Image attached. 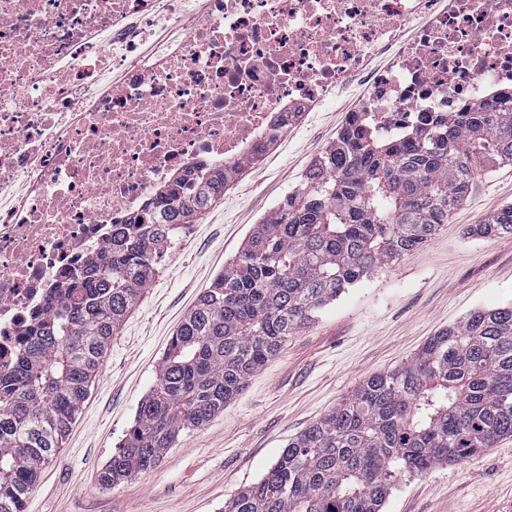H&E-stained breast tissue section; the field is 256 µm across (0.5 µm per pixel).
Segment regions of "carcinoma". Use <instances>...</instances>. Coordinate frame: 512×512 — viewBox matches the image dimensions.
I'll return each instance as SVG.
<instances>
[{
    "instance_id": "cac0c4a2",
    "label": "carcinoma",
    "mask_w": 512,
    "mask_h": 512,
    "mask_svg": "<svg viewBox=\"0 0 512 512\" xmlns=\"http://www.w3.org/2000/svg\"><path fill=\"white\" fill-rule=\"evenodd\" d=\"M512 164V88L453 118L420 112L388 129L351 112L302 184L257 225L172 337L156 386L100 470L114 487L154 468L275 357L288 337L363 281L425 244L474 179ZM222 168L178 177L68 275L34 319L35 341L0 371V512H22L62 448L112 336L175 236L219 198ZM512 236V205L473 227ZM512 436V307L480 308L399 367L364 379L288 440L224 512H381L403 473L461 464Z\"/></svg>"
}]
</instances>
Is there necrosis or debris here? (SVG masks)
I'll return each instance as SVG.
<instances>
[{
	"mask_svg": "<svg viewBox=\"0 0 512 512\" xmlns=\"http://www.w3.org/2000/svg\"><path fill=\"white\" fill-rule=\"evenodd\" d=\"M355 76L390 128L493 103L512 0H0V368L113 225Z\"/></svg>",
	"mask_w": 512,
	"mask_h": 512,
	"instance_id": "obj_1",
	"label": "necrosis or debris"
}]
</instances>
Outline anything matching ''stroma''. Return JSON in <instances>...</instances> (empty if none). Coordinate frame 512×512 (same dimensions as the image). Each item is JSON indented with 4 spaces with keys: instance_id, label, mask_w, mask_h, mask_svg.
Segmentation results:
<instances>
[{
    "instance_id": "35a3bbf8",
    "label": "stroma",
    "mask_w": 512,
    "mask_h": 512,
    "mask_svg": "<svg viewBox=\"0 0 512 512\" xmlns=\"http://www.w3.org/2000/svg\"><path fill=\"white\" fill-rule=\"evenodd\" d=\"M363 96L364 82L355 78L327 106L304 113L180 232L113 336L81 413L24 512H224L225 502L262 478L289 438L365 378L410 359L470 311L512 306V237L470 234L512 203L509 164L478 176L427 243L348 288L289 337L223 412L183 434L156 467L112 488L99 484L199 294L300 184ZM383 512H512V436L465 463L402 477Z\"/></svg>"
}]
</instances>
